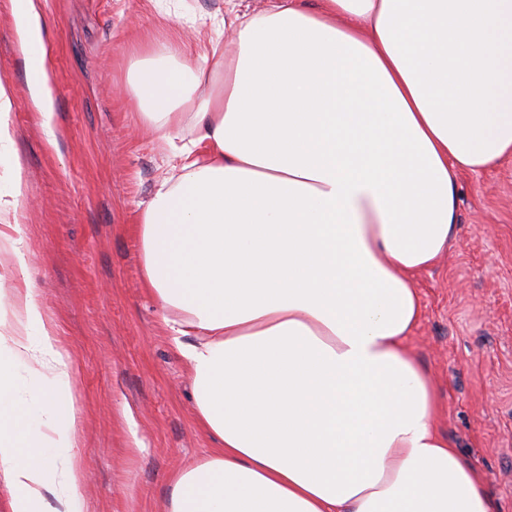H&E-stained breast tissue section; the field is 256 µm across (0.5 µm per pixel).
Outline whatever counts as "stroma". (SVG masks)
<instances>
[{
	"mask_svg": "<svg viewBox=\"0 0 512 512\" xmlns=\"http://www.w3.org/2000/svg\"><path fill=\"white\" fill-rule=\"evenodd\" d=\"M271 0H45L59 152L29 102L26 59L0 0V79L13 88V144L28 195L19 223L37 300L71 356L88 512H162L173 470L214 440L195 423L189 336L144 286L135 226L169 168L166 144L130 99L136 45L209 36L230 7ZM449 251L415 284L425 316L407 339L439 391L438 429L512 512V162L458 176Z\"/></svg>",
	"mask_w": 512,
	"mask_h": 512,
	"instance_id": "stroma-1",
	"label": "stroma"
}]
</instances>
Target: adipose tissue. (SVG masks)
<instances>
[{
	"instance_id": "adipose-tissue-1",
	"label": "adipose tissue",
	"mask_w": 512,
	"mask_h": 512,
	"mask_svg": "<svg viewBox=\"0 0 512 512\" xmlns=\"http://www.w3.org/2000/svg\"><path fill=\"white\" fill-rule=\"evenodd\" d=\"M11 3L21 46L43 42L42 0ZM228 23L232 53L156 40L129 77L176 173L140 214L144 280L198 339L182 354L216 442L173 472L164 512H498L406 340L459 173L512 159V0H273ZM53 80L46 51L29 90L55 152ZM0 242L21 273L0 302L10 512H87L70 358L19 224Z\"/></svg>"
}]
</instances>
